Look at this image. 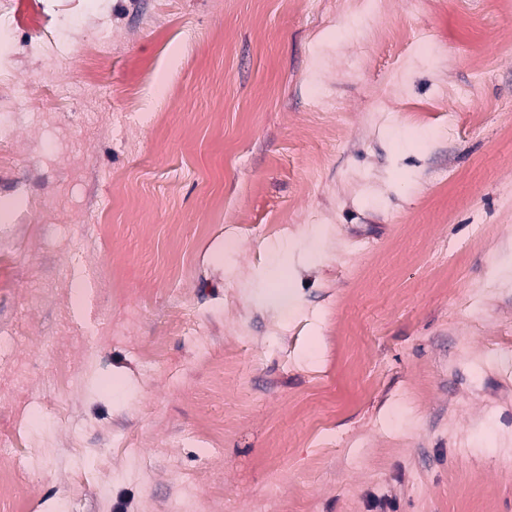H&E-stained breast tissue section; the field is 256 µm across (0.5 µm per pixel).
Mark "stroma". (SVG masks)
Masks as SVG:
<instances>
[{
	"label": "stroma",
	"instance_id": "1",
	"mask_svg": "<svg viewBox=\"0 0 512 512\" xmlns=\"http://www.w3.org/2000/svg\"><path fill=\"white\" fill-rule=\"evenodd\" d=\"M42 3L67 96L40 89L0 168V202L42 204L0 233V431L40 451L17 497L172 512L191 478L201 512H512V284L465 304L512 255V13L385 0L359 27L347 0ZM419 30L432 51L404 65ZM0 66V96L31 85L37 34ZM313 219L323 250L258 298ZM182 310L197 334L172 329Z\"/></svg>",
	"mask_w": 512,
	"mask_h": 512
}]
</instances>
